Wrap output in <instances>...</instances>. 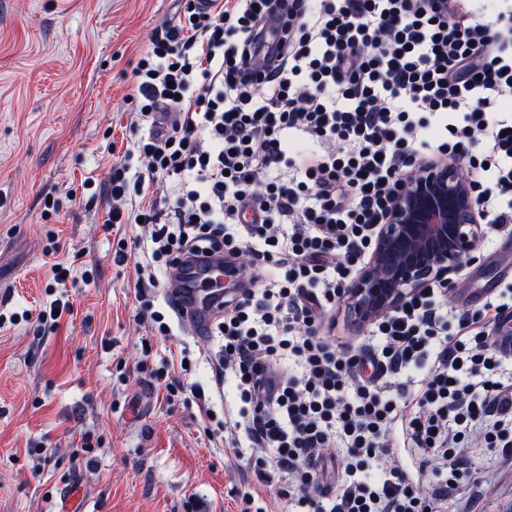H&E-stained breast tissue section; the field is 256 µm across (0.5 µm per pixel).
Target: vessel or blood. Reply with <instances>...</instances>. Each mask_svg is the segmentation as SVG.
<instances>
[{
	"label": "vessel or blood",
	"instance_id": "vessel-or-blood-1",
	"mask_svg": "<svg viewBox=\"0 0 512 512\" xmlns=\"http://www.w3.org/2000/svg\"><path fill=\"white\" fill-rule=\"evenodd\" d=\"M178 287L173 293V305L178 315L193 329L198 338L210 333L213 323L221 315L224 284L235 281L234 264L217 258L205 264L179 268L174 272ZM60 512H77L84 505V494L78 480H71L63 488Z\"/></svg>",
	"mask_w": 512,
	"mask_h": 512
}]
</instances>
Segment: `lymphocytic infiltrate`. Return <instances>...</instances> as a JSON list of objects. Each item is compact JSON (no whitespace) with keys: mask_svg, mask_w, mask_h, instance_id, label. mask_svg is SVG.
<instances>
[{"mask_svg":"<svg viewBox=\"0 0 512 512\" xmlns=\"http://www.w3.org/2000/svg\"><path fill=\"white\" fill-rule=\"evenodd\" d=\"M134 75L139 167L113 165L106 222L152 225L134 288L163 334L159 272L251 256L265 288L224 300L213 329L239 392L233 445L285 473L278 497L447 512L468 452L512 459V350L492 340L511 282L474 311L421 289L364 353L317 332L422 160L465 162L483 219L512 224V0H189Z\"/></svg>","mask_w":512,"mask_h":512,"instance_id":"1","label":"lymphocytic infiltrate"}]
</instances>
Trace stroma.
Listing matches in <instances>:
<instances>
[{
    "label": "stroma",
    "mask_w": 512,
    "mask_h": 512,
    "mask_svg": "<svg viewBox=\"0 0 512 512\" xmlns=\"http://www.w3.org/2000/svg\"><path fill=\"white\" fill-rule=\"evenodd\" d=\"M180 0H0V512H57L79 479L85 512H285L281 476L259 474L224 442L239 400L214 367L224 340H198L168 303L159 273V334L133 284L148 229L105 230L113 163L133 149V70ZM94 189H86V179ZM49 199L59 211L46 209ZM124 262L114 260L115 236ZM512 229L489 226L448 300L476 309L475 288L504 264ZM70 270L56 286L52 264ZM69 301L53 332L34 314ZM184 384L169 397L156 374ZM51 457L35 455L38 446ZM449 512H512V459L477 456Z\"/></svg>",
    "instance_id": "35a3bbf8"
}]
</instances>
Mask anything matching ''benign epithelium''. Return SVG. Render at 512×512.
I'll use <instances>...</instances> for the list:
<instances>
[{"label":"benign epithelium","mask_w":512,"mask_h":512,"mask_svg":"<svg viewBox=\"0 0 512 512\" xmlns=\"http://www.w3.org/2000/svg\"><path fill=\"white\" fill-rule=\"evenodd\" d=\"M486 233L463 168L424 163L392 197L369 261L349 287L353 326L364 329L432 281L453 286L450 275L477 259Z\"/></svg>","instance_id":"1"}]
</instances>
